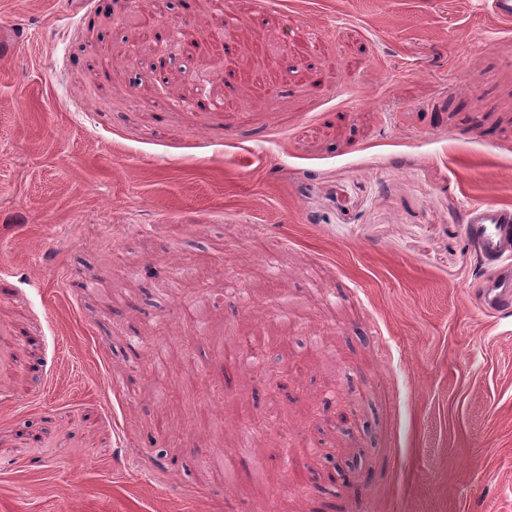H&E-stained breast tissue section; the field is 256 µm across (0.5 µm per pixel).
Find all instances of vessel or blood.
<instances>
[{
  "label": "vessel or blood",
  "instance_id": "obj_1",
  "mask_svg": "<svg viewBox=\"0 0 512 512\" xmlns=\"http://www.w3.org/2000/svg\"><path fill=\"white\" fill-rule=\"evenodd\" d=\"M463 233L476 241L493 272L474 290L477 308L489 315L512 313V209L478 202L466 211Z\"/></svg>",
  "mask_w": 512,
  "mask_h": 512
}]
</instances>
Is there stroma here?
Here are the masks:
<instances>
[{
  "label": "stroma",
  "mask_w": 512,
  "mask_h": 512,
  "mask_svg": "<svg viewBox=\"0 0 512 512\" xmlns=\"http://www.w3.org/2000/svg\"><path fill=\"white\" fill-rule=\"evenodd\" d=\"M167 2L0 0V512H512V317L462 232L512 209V28L178 0V42ZM258 421L288 443L243 458Z\"/></svg>",
  "instance_id": "stroma-1"
}]
</instances>
